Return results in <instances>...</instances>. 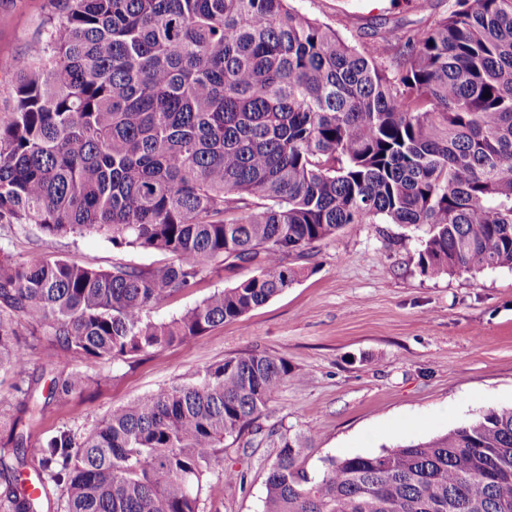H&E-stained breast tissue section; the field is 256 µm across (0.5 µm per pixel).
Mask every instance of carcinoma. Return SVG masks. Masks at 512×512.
I'll list each match as a JSON object with an SVG mask.
<instances>
[{"label":"carcinoma","mask_w":512,"mask_h":512,"mask_svg":"<svg viewBox=\"0 0 512 512\" xmlns=\"http://www.w3.org/2000/svg\"><path fill=\"white\" fill-rule=\"evenodd\" d=\"M292 0H48L0 123V224L106 237L168 261L110 271L0 259V376L34 395L43 366L123 361L190 342L292 287L346 224L423 231L422 274L512 269V0H454L425 31L357 48ZM251 275L169 320L150 310L218 259ZM294 369L250 351L110 409L38 448L11 422L7 512H201L209 478ZM74 370L46 400L82 393ZM278 434L261 512H512V408L377 454L302 463ZM36 459V495L21 467Z\"/></svg>","instance_id":"obj_1"}]
</instances>
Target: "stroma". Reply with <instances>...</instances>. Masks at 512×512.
Listing matches in <instances>:
<instances>
[{
    "label": "stroma",
    "mask_w": 512,
    "mask_h": 512,
    "mask_svg": "<svg viewBox=\"0 0 512 512\" xmlns=\"http://www.w3.org/2000/svg\"><path fill=\"white\" fill-rule=\"evenodd\" d=\"M303 13L347 42H372L379 28L395 34L429 29L453 0H293ZM46 0H0V106L12 93L13 64L37 42ZM397 224H349L310 254H289L296 284L240 320L189 343L129 363H75L59 354L54 371L32 356L29 374L45 397L52 376L80 368L91 376L79 397L53 401L23 432L29 447L59 428L87 432L113 406L159 388L191 381L203 367L250 350L285 356L295 371L248 433L224 450L245 471L244 484L212 479L203 512H261L267 469L277 449L273 431L311 432L306 467L320 473L328 457L374 454L427 441L490 409L512 408V271L486 270L438 278L417 265V243ZM60 256L102 270L117 264L151 267L162 253L116 248L96 234L48 238L33 224L0 227V257L23 261ZM249 268L213 266L190 291L151 312L179 315Z\"/></svg>",
    "instance_id": "1"
}]
</instances>
